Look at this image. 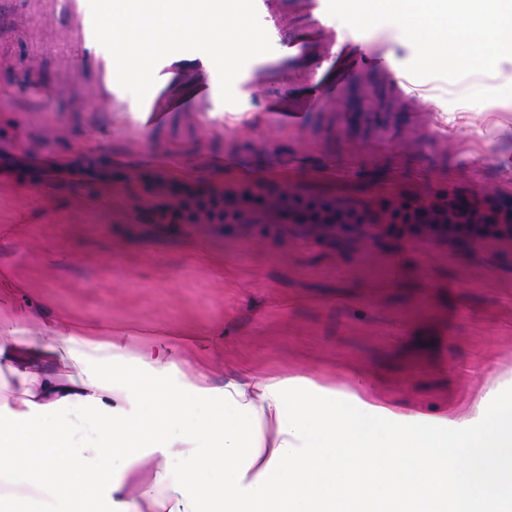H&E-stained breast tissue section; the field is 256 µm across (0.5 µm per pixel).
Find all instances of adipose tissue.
Returning a JSON list of instances; mask_svg holds the SVG:
<instances>
[{
	"label": "adipose tissue",
	"instance_id": "obj_1",
	"mask_svg": "<svg viewBox=\"0 0 512 512\" xmlns=\"http://www.w3.org/2000/svg\"><path fill=\"white\" fill-rule=\"evenodd\" d=\"M397 17L428 64L512 57V0H349ZM445 415L304 377L215 386L195 343L0 317V512H512V400Z\"/></svg>",
	"mask_w": 512,
	"mask_h": 512
}]
</instances>
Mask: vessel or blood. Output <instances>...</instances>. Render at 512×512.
I'll return each instance as SVG.
<instances>
[{
  "label": "vessel or blood",
  "mask_w": 512,
  "mask_h": 512,
  "mask_svg": "<svg viewBox=\"0 0 512 512\" xmlns=\"http://www.w3.org/2000/svg\"><path fill=\"white\" fill-rule=\"evenodd\" d=\"M65 4L75 24L71 38L76 71L94 67L102 111H125L126 92L117 83L112 56L94 37L88 0H65ZM255 4L273 50L245 65L239 74V90H250L265 70L279 73L282 80L290 83L302 80L308 90L300 106L271 104L270 123H307L321 109L319 90H343L364 58L380 54L377 41L359 36L338 38L333 19L342 0H255ZM154 74L155 85L136 108V129L165 126L175 112L205 111L220 97L217 71L202 52L171 54L156 65Z\"/></svg>",
  "instance_id": "1"
}]
</instances>
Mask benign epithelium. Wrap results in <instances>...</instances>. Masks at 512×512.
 I'll list each match as a JSON object with an SVG mask.
<instances>
[{
	"label": "benign epithelium",
	"instance_id": "7a95c632",
	"mask_svg": "<svg viewBox=\"0 0 512 512\" xmlns=\"http://www.w3.org/2000/svg\"><path fill=\"white\" fill-rule=\"evenodd\" d=\"M303 214L304 223L323 229L350 223L344 209L336 204L320 203ZM411 221L415 227L442 230L449 239L472 249L489 229L512 233V200L505 197L489 200L479 195L450 197L443 206L419 207Z\"/></svg>",
	"mask_w": 512,
	"mask_h": 512
}]
</instances>
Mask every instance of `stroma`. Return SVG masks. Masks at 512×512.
<instances>
[{
  "label": "stroma",
  "mask_w": 512,
  "mask_h": 512,
  "mask_svg": "<svg viewBox=\"0 0 512 512\" xmlns=\"http://www.w3.org/2000/svg\"><path fill=\"white\" fill-rule=\"evenodd\" d=\"M52 0H0V273L18 303L147 340L208 337L215 384L246 369L307 377L425 415L467 419L483 386L512 381V236L478 248L391 223L427 200L512 197V58L465 73L422 63L393 18L336 16L337 32L383 38L340 96L306 125H268L264 78L204 121L137 132L98 112L74 73L69 19ZM408 80L410 102L392 79ZM235 170L210 166L217 155ZM223 188L232 224L155 223L161 194ZM366 203L381 221L321 238L256 224L283 192Z\"/></svg>",
  "instance_id": "stroma-1"
}]
</instances>
